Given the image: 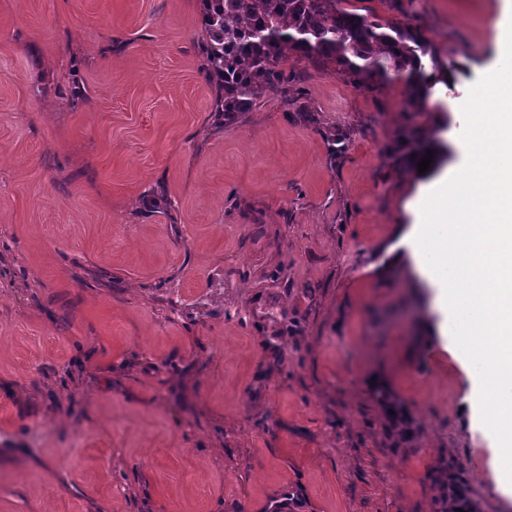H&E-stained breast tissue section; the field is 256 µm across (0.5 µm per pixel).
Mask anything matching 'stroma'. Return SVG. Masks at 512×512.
Returning <instances> with one entry per match:
<instances>
[{
  "mask_svg": "<svg viewBox=\"0 0 512 512\" xmlns=\"http://www.w3.org/2000/svg\"><path fill=\"white\" fill-rule=\"evenodd\" d=\"M200 7L0 0V512H446L450 460L512 512L402 243L427 180L386 152L408 127L463 166L455 100L497 64L503 0H376L462 64L438 112L289 58L317 127L277 91L215 122ZM373 393L399 439L408 441L411 435V425L404 405L384 384H376ZM391 411H394V414H391Z\"/></svg>",
  "mask_w": 512,
  "mask_h": 512,
  "instance_id": "obj_1",
  "label": "stroma"
}]
</instances>
